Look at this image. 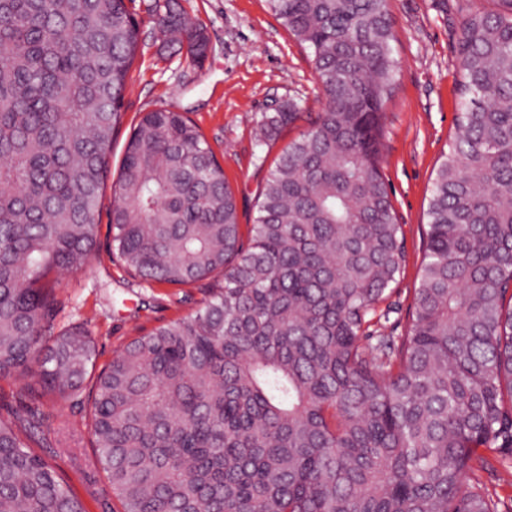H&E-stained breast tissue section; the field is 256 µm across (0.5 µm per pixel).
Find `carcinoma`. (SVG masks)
<instances>
[{"label":"carcinoma","instance_id":"cac0c4a2","mask_svg":"<svg viewBox=\"0 0 512 512\" xmlns=\"http://www.w3.org/2000/svg\"><path fill=\"white\" fill-rule=\"evenodd\" d=\"M311 50L325 106L275 162L248 246L199 127L142 115L112 182V250L193 315L134 337L96 378L97 463L124 512H501L512 470V0L458 40L460 113L437 166L407 335L377 337L406 262L379 171L400 71L388 0H266ZM163 45L203 30L156 5ZM140 46L126 0H0V379L79 390L91 334L46 335L48 276L84 266ZM301 118L266 117L270 135ZM0 512H84L0 420ZM503 476L505 477L504 470L497 466L496 470L482 472L481 480L491 492L496 490L501 498H504V504L501 506L502 511H509L511 510L509 497L512 495V488H510V486L507 487L506 484L500 480ZM509 512H512V510Z\"/></svg>","mask_w":512,"mask_h":512}]
</instances>
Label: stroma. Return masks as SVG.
<instances>
[{"label": "stroma", "mask_w": 512, "mask_h": 512, "mask_svg": "<svg viewBox=\"0 0 512 512\" xmlns=\"http://www.w3.org/2000/svg\"><path fill=\"white\" fill-rule=\"evenodd\" d=\"M185 14L209 38L202 62L172 54L155 33L154 0H130L141 45L123 100V120L110 160L118 169L126 140L142 113L169 108L199 126L224 168L237 203L238 222L249 228L257 199L276 159L324 106L311 54L267 10L264 0H180ZM495 0H389L393 48L401 70L384 108L381 174L401 224L406 266L384 304L376 336L404 335L419 285L434 171L456 131L460 108L457 44L465 18L490 10ZM297 105L305 117L264 139L265 114ZM111 194H104L97 249L79 270L59 274L52 330L75 325L95 341L105 365L135 336L192 314L210 293L209 281L177 288L129 275L112 251ZM87 398L48 402L35 377L0 379V419L27 434L32 450L53 465L85 512H122L95 459L86 428Z\"/></svg>", "instance_id": "1"}]
</instances>
